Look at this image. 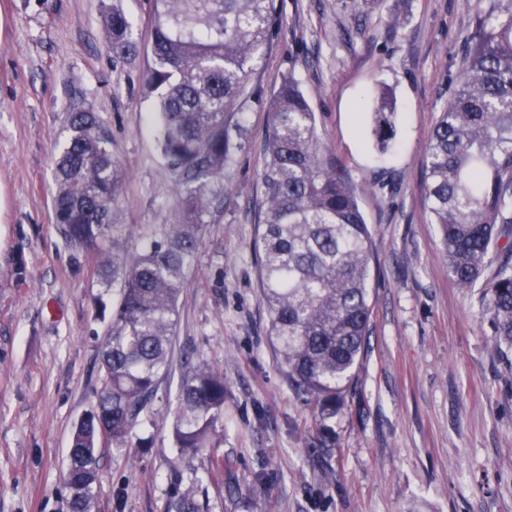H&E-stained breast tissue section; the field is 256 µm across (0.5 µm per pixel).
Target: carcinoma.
Masks as SVG:
<instances>
[{
	"instance_id": "obj_1",
	"label": "carcinoma",
	"mask_w": 512,
	"mask_h": 512,
	"mask_svg": "<svg viewBox=\"0 0 512 512\" xmlns=\"http://www.w3.org/2000/svg\"><path fill=\"white\" fill-rule=\"evenodd\" d=\"M153 64L146 96L160 120L159 149L177 174L181 212L150 239L116 235L112 205L121 171L95 115L71 113L54 168L53 216L93 260L96 307L111 310L101 347L96 402L74 428L62 475L71 512H88L102 438L145 447L161 375L171 366L178 301L197 260L212 198L242 147V98L278 21L275 0H153ZM112 52L131 50L132 29L116 4L105 14ZM426 155L429 210L448 271L461 288L486 278L482 296L497 350H512V0L477 15ZM266 159L253 251L268 335L291 389L311 408V430L336 452V415L345 409L363 358L371 307L373 239L349 178L326 153L316 115L298 82L281 79L269 107ZM395 103L371 110L377 148L395 136ZM116 298L107 303L110 293ZM170 427L183 466L171 472L167 512H209L203 482L224 463V374L191 363Z\"/></svg>"
}]
</instances>
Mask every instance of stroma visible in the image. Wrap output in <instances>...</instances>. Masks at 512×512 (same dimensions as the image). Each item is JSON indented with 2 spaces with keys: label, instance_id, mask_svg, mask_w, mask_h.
I'll return each mask as SVG.
<instances>
[{
  "label": "stroma",
  "instance_id": "35a3bbf8",
  "mask_svg": "<svg viewBox=\"0 0 512 512\" xmlns=\"http://www.w3.org/2000/svg\"><path fill=\"white\" fill-rule=\"evenodd\" d=\"M115 3L133 29L124 56L102 25ZM491 4L276 0L280 26L248 82L247 139L180 297L172 366L146 428L152 444L100 445L91 512H165L178 463L167 401L187 354L221 370L227 387L210 512H512V361L492 346L479 289L451 278L424 190L445 87ZM152 19V0H0V512H69L67 450L101 386L110 320L95 307L91 258L53 219L52 170L74 109L93 112L109 137L122 173L118 223L138 237L178 218L144 90ZM288 75L374 241L370 331L332 457L277 363L252 247L269 106ZM384 86L398 120L382 155L364 108Z\"/></svg>",
  "mask_w": 512,
  "mask_h": 512
}]
</instances>
